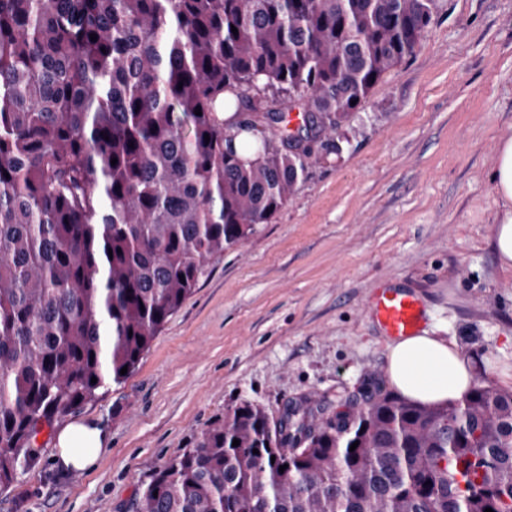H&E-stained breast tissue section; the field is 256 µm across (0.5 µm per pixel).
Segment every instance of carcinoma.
<instances>
[{"label": "carcinoma", "mask_w": 512, "mask_h": 512, "mask_svg": "<svg viewBox=\"0 0 512 512\" xmlns=\"http://www.w3.org/2000/svg\"><path fill=\"white\" fill-rule=\"evenodd\" d=\"M440 2L0 0L1 491L38 465L42 430L122 384L212 262L341 150ZM261 89L300 97L295 131ZM487 508L512 512V392L475 383L427 407L377 382L346 412L242 402L131 506Z\"/></svg>", "instance_id": "1"}]
</instances>
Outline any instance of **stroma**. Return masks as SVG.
Wrapping results in <instances>:
<instances>
[{
  "mask_svg": "<svg viewBox=\"0 0 512 512\" xmlns=\"http://www.w3.org/2000/svg\"><path fill=\"white\" fill-rule=\"evenodd\" d=\"M421 44L346 125L270 223L226 250L119 386L67 415L110 439L59 474L56 431L0 491V512H129L139 489L225 410L343 402L382 372L390 342L369 310L413 294L423 328L455 341L476 380L512 391V271L496 260L488 174L512 124V0H443Z\"/></svg>",
  "mask_w": 512,
  "mask_h": 512,
  "instance_id": "1",
  "label": "stroma"
}]
</instances>
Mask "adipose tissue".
I'll return each instance as SVG.
<instances>
[{
	"instance_id": "adipose-tissue-1",
	"label": "adipose tissue",
	"mask_w": 512,
	"mask_h": 512,
	"mask_svg": "<svg viewBox=\"0 0 512 512\" xmlns=\"http://www.w3.org/2000/svg\"><path fill=\"white\" fill-rule=\"evenodd\" d=\"M490 181L500 200L495 213L493 247L502 269H512V134L498 144ZM384 375L390 388L405 400L443 406L460 400L474 376L469 360L447 337L423 330L389 343ZM109 439L97 422L72 423L57 436L56 467L64 473L95 464Z\"/></svg>"
}]
</instances>
